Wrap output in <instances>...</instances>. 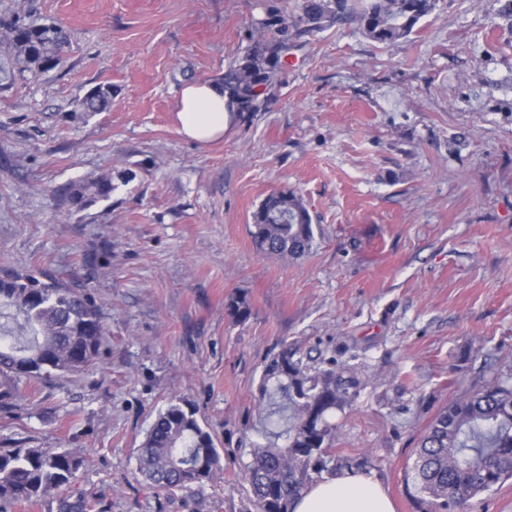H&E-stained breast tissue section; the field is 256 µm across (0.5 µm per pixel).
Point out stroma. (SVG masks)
<instances>
[{"label": "stroma", "instance_id": "stroma-1", "mask_svg": "<svg viewBox=\"0 0 512 512\" xmlns=\"http://www.w3.org/2000/svg\"><path fill=\"white\" fill-rule=\"evenodd\" d=\"M498 8L438 0L394 45L349 24L317 33L265 108L197 145L176 130L179 93L223 78L258 0H0V35L18 21L71 34L38 75L0 44V278L86 289L110 330L86 373L20 383L0 448L80 449L93 512H254L258 387L288 345L362 382L332 416L336 474L422 512L407 478L421 434L459 392L512 371V31L492 27ZM97 85L110 110L80 111ZM103 175L108 197L71 204L67 188ZM286 189L313 219L298 259L252 237L254 211ZM175 398L223 457L192 492L136 472Z\"/></svg>", "mask_w": 512, "mask_h": 512}]
</instances>
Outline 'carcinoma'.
<instances>
[{"label": "carcinoma", "instance_id": "obj_1", "mask_svg": "<svg viewBox=\"0 0 512 512\" xmlns=\"http://www.w3.org/2000/svg\"><path fill=\"white\" fill-rule=\"evenodd\" d=\"M438 0H262V15L248 29L243 54L224 73L223 84L239 111L259 112L281 83L288 56L306 37L340 23H354L369 39L392 44L407 38L431 15ZM23 71L37 74L58 58L55 28L17 24L7 37ZM112 102L105 86L82 101L85 112H104ZM100 177L69 192L76 204L106 198ZM253 238L268 256L300 257L314 243L312 217L292 190L269 194L252 215ZM29 288L0 280V305L23 318L17 332L0 331V410L14 406L21 379L50 383L76 377L100 360L107 341L106 316L86 293L53 278L28 276ZM354 372L334 360L308 364L283 347L265 365L258 403L267 404V426L276 442L254 441L245 481L257 512H292L311 474L331 462L336 425L328 415L360 395ZM86 458L78 449L0 448V512L56 495L76 484ZM221 466L212 434L195 410L172 402L160 411L139 455V472L164 491H193ZM408 476L422 495L423 512H465L470 500L512 479V374L468 389L441 410L420 438ZM84 495L59 499V512H88Z\"/></svg>", "mask_w": 512, "mask_h": 512}]
</instances>
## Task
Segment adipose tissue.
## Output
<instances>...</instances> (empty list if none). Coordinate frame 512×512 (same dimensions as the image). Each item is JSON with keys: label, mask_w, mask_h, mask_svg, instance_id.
<instances>
[{"label": "adipose tissue", "mask_w": 512, "mask_h": 512, "mask_svg": "<svg viewBox=\"0 0 512 512\" xmlns=\"http://www.w3.org/2000/svg\"><path fill=\"white\" fill-rule=\"evenodd\" d=\"M235 106L222 84L203 81L183 87L175 112L178 133L185 139L207 144L223 138L236 119ZM293 512H394L385 490L362 474H345L315 485L296 499Z\"/></svg>", "instance_id": "obj_1"}]
</instances>
